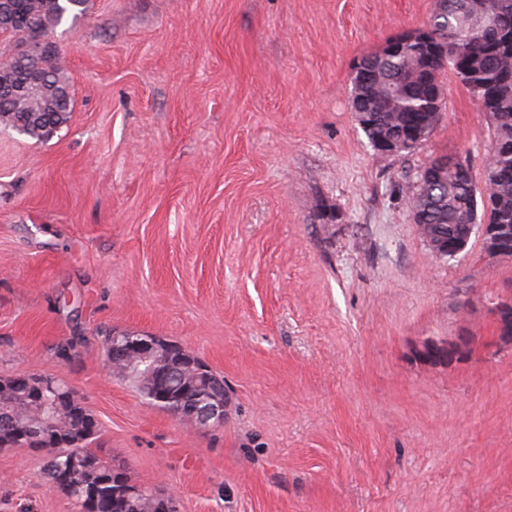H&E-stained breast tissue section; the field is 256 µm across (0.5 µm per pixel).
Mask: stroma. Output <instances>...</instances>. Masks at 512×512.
<instances>
[{"label": "stroma", "mask_w": 512, "mask_h": 512, "mask_svg": "<svg viewBox=\"0 0 512 512\" xmlns=\"http://www.w3.org/2000/svg\"><path fill=\"white\" fill-rule=\"evenodd\" d=\"M435 0H89L52 40L75 95L45 142L0 127V376L50 374L94 451L178 512H512V259L437 260L408 199L448 154L483 187L489 116L444 74L415 150L375 151L352 64ZM468 356L433 358L460 333ZM224 379V423L143 403L112 334ZM0 512H77L0 449Z\"/></svg>", "instance_id": "stroma-1"}]
</instances>
